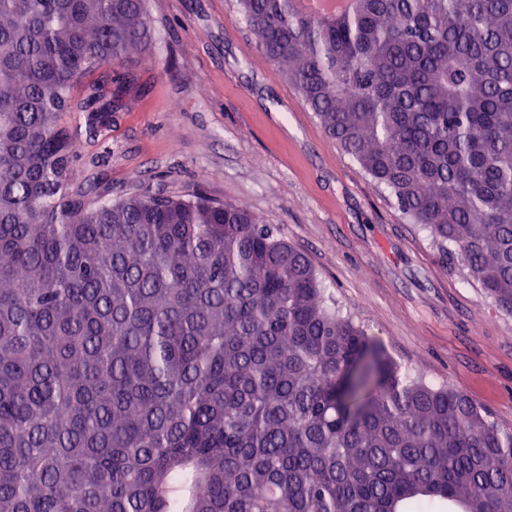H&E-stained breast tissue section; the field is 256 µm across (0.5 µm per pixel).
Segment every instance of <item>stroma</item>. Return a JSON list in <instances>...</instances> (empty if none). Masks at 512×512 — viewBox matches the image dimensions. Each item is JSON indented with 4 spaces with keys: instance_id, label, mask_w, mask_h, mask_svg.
<instances>
[{
    "instance_id": "1",
    "label": "stroma",
    "mask_w": 512,
    "mask_h": 512,
    "mask_svg": "<svg viewBox=\"0 0 512 512\" xmlns=\"http://www.w3.org/2000/svg\"><path fill=\"white\" fill-rule=\"evenodd\" d=\"M129 68L142 95L77 148L71 179L246 205L302 252L344 313L398 366L467 394L512 428V313L325 133L259 54L236 0H148Z\"/></svg>"
}]
</instances>
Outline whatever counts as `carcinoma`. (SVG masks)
Here are the masks:
<instances>
[{"label": "carcinoma", "mask_w": 512, "mask_h": 512, "mask_svg": "<svg viewBox=\"0 0 512 512\" xmlns=\"http://www.w3.org/2000/svg\"><path fill=\"white\" fill-rule=\"evenodd\" d=\"M239 3L329 137L512 312V0ZM150 29L146 0H0V512H512V429L400 372L259 214L72 185Z\"/></svg>", "instance_id": "obj_1"}]
</instances>
